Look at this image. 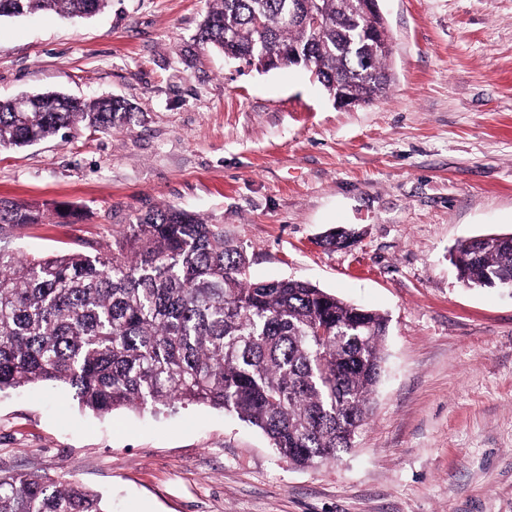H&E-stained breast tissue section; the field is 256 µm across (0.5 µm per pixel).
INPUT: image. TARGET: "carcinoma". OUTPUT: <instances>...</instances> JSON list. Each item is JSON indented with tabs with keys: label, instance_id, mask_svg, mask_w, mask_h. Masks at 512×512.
Masks as SVG:
<instances>
[{
	"label": "carcinoma",
	"instance_id": "carcinoma-1",
	"mask_svg": "<svg viewBox=\"0 0 512 512\" xmlns=\"http://www.w3.org/2000/svg\"><path fill=\"white\" fill-rule=\"evenodd\" d=\"M109 0H0V17L53 11L91 17ZM318 13L316 30L289 12ZM383 16L359 0H208L204 50L258 70L297 50L328 96L368 105L391 82ZM121 98L40 95L18 111L0 100V148L67 140L129 124ZM27 204L0 199V391L55 384L98 414L208 405L261 430L288 463L312 467L354 447L371 414L387 319L309 282L253 281L224 229L173 206L129 224L105 251L19 255L11 243L43 223ZM468 287L512 288V235L458 242ZM0 512H106L75 480L0 475Z\"/></svg>",
	"mask_w": 512,
	"mask_h": 512
}]
</instances>
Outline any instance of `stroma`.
I'll use <instances>...</instances> for the list:
<instances>
[{"mask_svg": "<svg viewBox=\"0 0 512 512\" xmlns=\"http://www.w3.org/2000/svg\"><path fill=\"white\" fill-rule=\"evenodd\" d=\"M386 98L344 107L301 66L186 58L207 0H109L0 18V99L119 97L109 132L0 149V198L39 208L13 246L90 250L173 205L221 225L254 280L300 279L389 320L356 446L288 464L205 405L101 417L62 388L0 391V474L74 479L109 512H512V294L450 253L512 233V0H379ZM77 208L65 222L59 213ZM355 232L329 249L330 228Z\"/></svg>", "mask_w": 512, "mask_h": 512, "instance_id": "obj_1", "label": "stroma"}]
</instances>
